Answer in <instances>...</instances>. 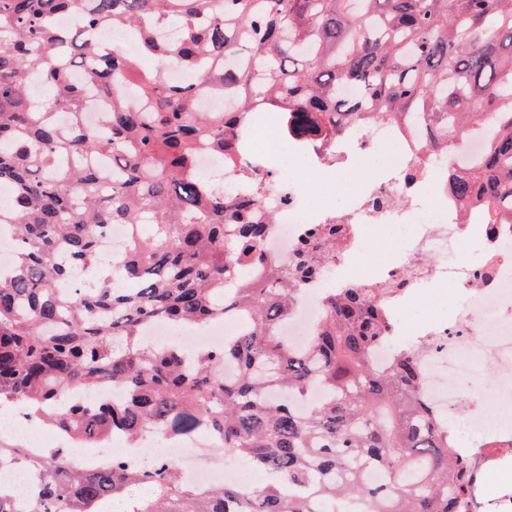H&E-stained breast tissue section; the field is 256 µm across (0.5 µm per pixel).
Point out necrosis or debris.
I'll list each match as a JSON object with an SVG mask.
<instances>
[{
	"instance_id": "necrosis-or-debris-1",
	"label": "necrosis or debris",
	"mask_w": 512,
	"mask_h": 512,
	"mask_svg": "<svg viewBox=\"0 0 512 512\" xmlns=\"http://www.w3.org/2000/svg\"><path fill=\"white\" fill-rule=\"evenodd\" d=\"M247 154L256 169L249 182L225 169L215 155L199 158L225 187L256 196L274 219L264 243L266 253L284 263L295 255L309 226L343 224L348 239L336 249L323 277L306 284L282 333L295 347H304L322 314V298L332 288L353 284L383 289L382 300L392 320L391 340L371 352L370 361L385 368L401 352L416 353L423 369L422 394L448 418L464 410L471 432L467 450L485 466L462 512H512V499L490 495L496 454L489 437L512 438V224H489L474 210L466 211L448 192V169L423 162L420 126L375 123L356 128L344 138L296 136L292 129L255 113L244 135ZM373 170V177L356 180L336 199L332 174L341 165ZM383 243L389 258L368 272L357 273L369 244ZM436 256L421 267V252ZM407 277L406 287L386 293V286ZM440 284L455 288L464 314L434 318L409 330V311L422 294ZM494 363L498 382L489 393L464 399L465 385L483 377ZM106 456L138 466L173 463L183 484L227 482L224 459L212 437L198 431L178 439H154L131 448L116 445Z\"/></svg>"
}]
</instances>
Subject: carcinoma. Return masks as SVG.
Returning <instances> with one entry per match:
<instances>
[{
    "instance_id": "1",
    "label": "carcinoma",
    "mask_w": 512,
    "mask_h": 512,
    "mask_svg": "<svg viewBox=\"0 0 512 512\" xmlns=\"http://www.w3.org/2000/svg\"><path fill=\"white\" fill-rule=\"evenodd\" d=\"M61 14L78 28L57 26ZM104 28L133 36L137 52L102 53L89 32ZM169 65L194 82L172 84ZM349 85L362 102L340 96ZM204 90L233 105L201 111ZM91 91L111 101L108 139L82 121ZM253 112L326 140L351 125L421 121L452 195L507 224L512 0H0V184L15 192L0 210L15 234L12 271L0 274V406L21 404L85 448L116 432L134 445L148 429H207L225 457L268 477L253 488L189 486L166 463L0 447V458L58 475L20 512H106L115 502L124 512H311L313 497L365 498L370 512H458L471 494L478 467L422 398L417 356L399 354L386 370L368 361L388 341L382 289L327 293L303 349L281 336L301 284L321 275L319 242L343 228L315 229L278 264L262 250L272 220L258 199L227 194L199 170L203 152L230 164L241 156ZM481 122L491 127L486 158L453 168V137ZM105 154L110 167L65 165ZM109 224L131 227L119 285L100 246ZM218 318L245 327L193 353L143 343L154 321ZM103 380L124 388L122 401L93 413L59 407ZM316 384L324 397L300 409ZM366 462L384 486L362 482Z\"/></svg>"
}]
</instances>
